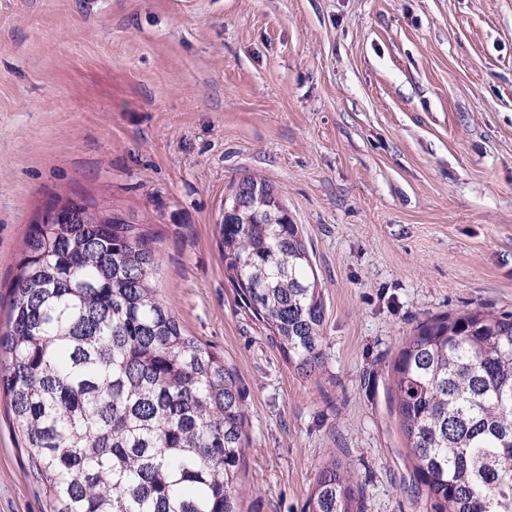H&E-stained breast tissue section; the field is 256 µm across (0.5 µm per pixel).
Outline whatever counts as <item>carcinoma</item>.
Masks as SVG:
<instances>
[{
  "instance_id": "1",
  "label": "carcinoma",
  "mask_w": 512,
  "mask_h": 512,
  "mask_svg": "<svg viewBox=\"0 0 512 512\" xmlns=\"http://www.w3.org/2000/svg\"><path fill=\"white\" fill-rule=\"evenodd\" d=\"M98 223L33 224L0 330V392L48 512H237L247 413L235 371L184 333L154 285L159 238ZM224 272L288 364L321 366L326 307L301 226L275 188L232 183ZM412 486L431 512H512V312L419 324L391 365ZM305 512H366L341 461Z\"/></svg>"
}]
</instances>
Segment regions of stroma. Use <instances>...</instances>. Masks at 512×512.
<instances>
[{"mask_svg":"<svg viewBox=\"0 0 512 512\" xmlns=\"http://www.w3.org/2000/svg\"><path fill=\"white\" fill-rule=\"evenodd\" d=\"M278 190L324 286L288 365L224 276L221 204ZM81 195L151 225L184 332L236 371L239 512H303L340 460L366 512H431L389 365L427 318L512 311V0H0V303ZM0 394V512H46Z\"/></svg>","mask_w":512,"mask_h":512,"instance_id":"35a3bbf8","label":"stroma"}]
</instances>
